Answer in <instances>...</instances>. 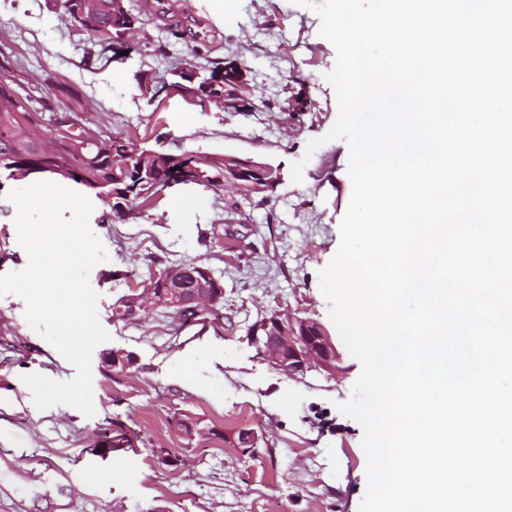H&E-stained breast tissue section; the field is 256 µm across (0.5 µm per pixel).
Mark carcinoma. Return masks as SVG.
<instances>
[{"label":"carcinoma","mask_w":512,"mask_h":512,"mask_svg":"<svg viewBox=\"0 0 512 512\" xmlns=\"http://www.w3.org/2000/svg\"><path fill=\"white\" fill-rule=\"evenodd\" d=\"M61 8L71 29L86 34L104 49L122 45L120 22L143 25L139 15L124 11L117 0H61ZM225 65V60H210L202 68L189 63L170 73L168 86L231 115L237 111L236 107L212 100L215 94L212 86L224 79ZM14 84L12 68L0 63V174L9 177L24 167L27 157L38 155L54 167L47 176L83 185L110 205L118 222L123 221L118 202L107 188V184L115 181L126 184L131 194L128 203L139 213L155 206L162 199L164 189L176 178L216 190L226 189L220 179L224 174L222 156L176 154L142 146L130 138L100 133L96 134V147L75 152L66 136L43 131L36 100L29 94L18 93ZM51 95L65 108L76 100L65 83L54 85Z\"/></svg>","instance_id":"carcinoma-1"}]
</instances>
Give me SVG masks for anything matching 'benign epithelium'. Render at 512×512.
<instances>
[{
    "label": "benign epithelium",
    "instance_id": "benign-epithelium-1",
    "mask_svg": "<svg viewBox=\"0 0 512 512\" xmlns=\"http://www.w3.org/2000/svg\"><path fill=\"white\" fill-rule=\"evenodd\" d=\"M224 181L240 182L251 193L278 187L282 173L267 164L226 155ZM161 296L167 300V306L177 312L198 313L217 304L224 297V290L212 287L208 272L202 268L193 273L184 268H172L164 273L159 284L136 289L135 294L119 299L115 308L136 321L144 311L161 306ZM249 341L271 367L291 379L302 378L311 370H322L332 376L349 371L343 352L325 326L297 313L290 312L286 316L274 313L265 320L263 329L251 332ZM99 356L102 366L109 372H124L136 364L135 356L123 349H103ZM174 430L180 434L186 432L192 439L206 433L201 420L190 413L176 419Z\"/></svg>",
    "mask_w": 512,
    "mask_h": 512
}]
</instances>
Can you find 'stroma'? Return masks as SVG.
I'll use <instances>...</instances> for the list:
<instances>
[{"label":"stroma","mask_w":512,"mask_h":512,"mask_svg":"<svg viewBox=\"0 0 512 512\" xmlns=\"http://www.w3.org/2000/svg\"><path fill=\"white\" fill-rule=\"evenodd\" d=\"M125 57L88 60L87 35L70 29L58 0H0V54L16 89L31 94L45 126L60 110L55 82L77 93L83 123L173 153L235 155L280 168L269 201H241L224 221L222 192L194 183L170 185L162 200L130 223L114 221L94 200L89 218L108 258L89 281L110 347L133 352L135 367L107 375L92 367L95 413L57 404L38 409L28 374L65 382L75 369L24 317L16 295H0V512H359L368 487L362 426L339 406L353 397L361 364L336 378L310 371L291 379L273 369L246 336L271 309L331 325L318 275L334 258L352 183L347 142H326L292 182L291 164L309 140L335 124L338 100L325 79L336 65L321 21L294 0H164ZM196 37L171 42L167 24ZM239 54L260 108L228 115L165 89L145 96L141 77L165 80L170 67ZM275 103L276 111L264 108ZM20 181L0 177V276L24 269L17 210L9 200ZM194 260L224 278L222 318L182 326L153 313L136 325L113 323L117 294L149 278L163 261ZM189 412L213 428L185 443L173 431ZM256 433L253 452L228 439ZM180 449L183 465L162 464L156 451ZM108 471L96 484L89 473Z\"/></svg>","instance_id":"obj_1"}]
</instances>
